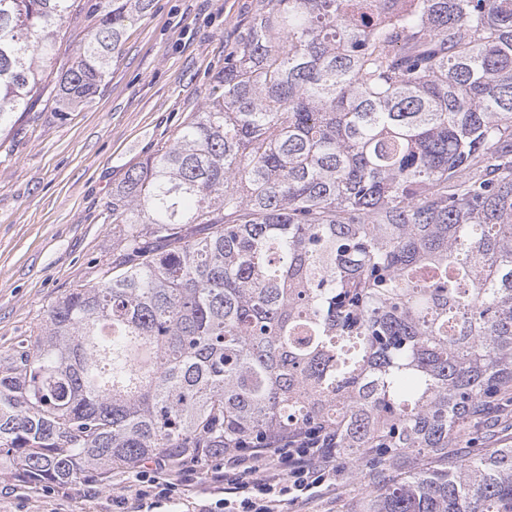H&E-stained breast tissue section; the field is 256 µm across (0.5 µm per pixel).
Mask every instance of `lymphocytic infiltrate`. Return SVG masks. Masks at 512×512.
I'll use <instances>...</instances> for the list:
<instances>
[{"label": "lymphocytic infiltrate", "mask_w": 512, "mask_h": 512, "mask_svg": "<svg viewBox=\"0 0 512 512\" xmlns=\"http://www.w3.org/2000/svg\"><path fill=\"white\" fill-rule=\"evenodd\" d=\"M215 458L214 479L222 483L225 496L201 501L195 512H278L284 502L312 496L332 483L338 471L336 436L327 431L276 436L225 449ZM191 474L188 463L175 468L158 456L136 472L133 496H115L101 487L95 495L111 500L114 512H156L184 494Z\"/></svg>", "instance_id": "1"}]
</instances>
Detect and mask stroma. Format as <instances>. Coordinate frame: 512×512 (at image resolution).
Masks as SVG:
<instances>
[{"label": "stroma", "mask_w": 512, "mask_h": 512, "mask_svg": "<svg viewBox=\"0 0 512 512\" xmlns=\"http://www.w3.org/2000/svg\"><path fill=\"white\" fill-rule=\"evenodd\" d=\"M262 0H153L128 28L94 99L53 111L52 92L17 113L0 136V353L46 318L49 306L95 283L118 227L112 189L127 171L171 145L182 121L211 92L246 18ZM461 445L473 454L512 445V404L469 422ZM88 483L0 494V512H110ZM371 488L339 472L335 485L283 505L282 512H341Z\"/></svg>", "instance_id": "35a3bbf8"}]
</instances>
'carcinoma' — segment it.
Instances as JSON below:
<instances>
[{"mask_svg": "<svg viewBox=\"0 0 512 512\" xmlns=\"http://www.w3.org/2000/svg\"><path fill=\"white\" fill-rule=\"evenodd\" d=\"M269 0L201 110L112 189L99 280L0 355V462L108 488L156 455L336 432L347 512H512V0ZM151 0H0V132L100 90ZM417 454L425 468L402 469ZM85 12L86 10L78 18L73 16L69 24H66L68 26L67 36L59 46L56 56V67L70 66L75 60L78 49L83 44L94 22L91 17H88L89 14ZM500 406L494 418L488 422L480 420L469 422L465 428L462 441L457 445L466 448L470 453L481 454L492 448L509 447L512 445V405L511 402H499Z\"/></svg>", "mask_w": 512, "mask_h": 512, "instance_id": "cac0c4a2", "label": "carcinoma"}]
</instances>
